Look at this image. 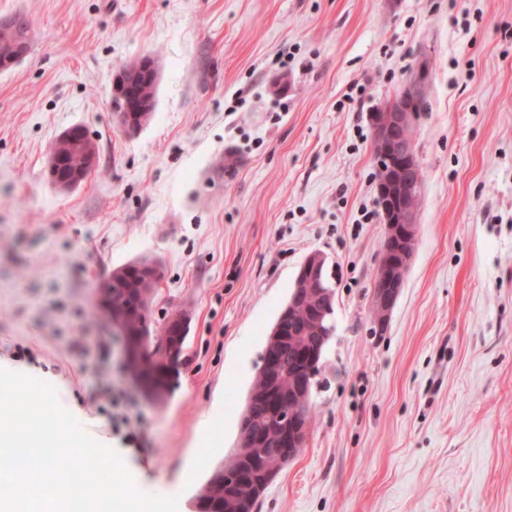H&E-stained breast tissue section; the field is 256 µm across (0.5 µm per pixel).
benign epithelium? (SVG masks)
I'll use <instances>...</instances> for the list:
<instances>
[{"label": "benign epithelium", "mask_w": 512, "mask_h": 512, "mask_svg": "<svg viewBox=\"0 0 512 512\" xmlns=\"http://www.w3.org/2000/svg\"><path fill=\"white\" fill-rule=\"evenodd\" d=\"M31 34H16L10 21L0 22V70L5 71L20 62L30 48ZM429 77L428 61L423 59L410 71L409 78L391 102L381 112H372L369 119L376 145L373 154L377 170L376 191L386 224L387 246L381 254L376 270L372 291V311L369 333L383 335L397 300L404 288L405 278L414 259L418 240V207L423 194L421 166L414 149V132L418 107L427 96ZM158 80L156 63L145 59L132 70H120L113 78L112 106L120 118V126L127 133L140 129L142 113L147 111L149 102L140 93L144 84ZM58 141L78 145L84 155V167L91 168L97 160L93 140L80 126L65 130ZM62 157L52 150L49 158V180L57 188L69 190L84 181V174L75 171L64 177L59 174ZM326 258L320 253L306 257L296 277V282L309 288L320 304L315 308L316 343L306 351L297 369L284 375L281 368L279 345L288 341V333L281 334L279 344L271 343L264 350L258 375L264 379L267 388L264 397L268 399L264 415L274 418L279 424L281 435L291 448L288 458L296 456L304 447L309 433L311 405L310 380L320 368L326 345L333 335L327 315L335 306V292L324 278ZM148 288L138 289L134 305L112 301V289L99 285L95 292V304L107 313L108 322L126 337L124 362L134 371V381L142 392L154 401H160L169 393L170 378L178 369L181 357L182 338L188 325V316L183 312L171 315L157 335L130 336L128 316L132 307L139 309L149 303L155 285L161 277V269L155 264L140 267ZM158 351L154 356V374L141 373V360L145 353ZM288 384L290 402L284 403L276 396V389ZM247 452L238 470H224L219 481L224 487H233L254 476L271 482L283 469V461L274 458L269 451L272 441L261 428L253 426L249 418L242 424Z\"/></svg>", "instance_id": "7a95c632"}]
</instances>
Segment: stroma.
<instances>
[{"label":"stroma","mask_w":512,"mask_h":512,"mask_svg":"<svg viewBox=\"0 0 512 512\" xmlns=\"http://www.w3.org/2000/svg\"><path fill=\"white\" fill-rule=\"evenodd\" d=\"M16 14L32 36L0 71V368L52 384L141 491L195 512L319 251L336 333L306 443L256 512H512V0H0ZM147 55L155 110L127 134L113 78ZM422 56L417 252L372 336L369 114ZM75 125L98 163L61 190L46 163ZM140 259L162 268L154 326L190 318L161 403L95 315L99 279Z\"/></svg>","instance_id":"obj_1"}]
</instances>
